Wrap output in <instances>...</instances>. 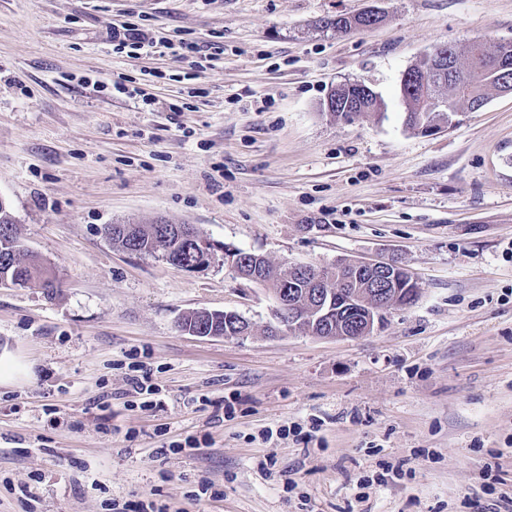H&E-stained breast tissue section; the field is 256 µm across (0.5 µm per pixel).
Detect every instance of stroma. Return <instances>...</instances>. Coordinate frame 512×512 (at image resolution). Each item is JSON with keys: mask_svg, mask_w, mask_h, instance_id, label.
Wrapping results in <instances>:
<instances>
[{"mask_svg": "<svg viewBox=\"0 0 512 512\" xmlns=\"http://www.w3.org/2000/svg\"><path fill=\"white\" fill-rule=\"evenodd\" d=\"M129 24L153 52L113 46ZM477 39L512 42V0H0V199L59 278L0 287V357L31 367L0 385V512H512V94L427 135L399 94ZM354 81L381 113L329 114ZM161 217L275 264L391 259L422 292L367 336L274 337L223 258L102 233ZM201 309L253 331L178 329Z\"/></svg>", "mask_w": 512, "mask_h": 512, "instance_id": "obj_1", "label": "stroma"}]
</instances>
